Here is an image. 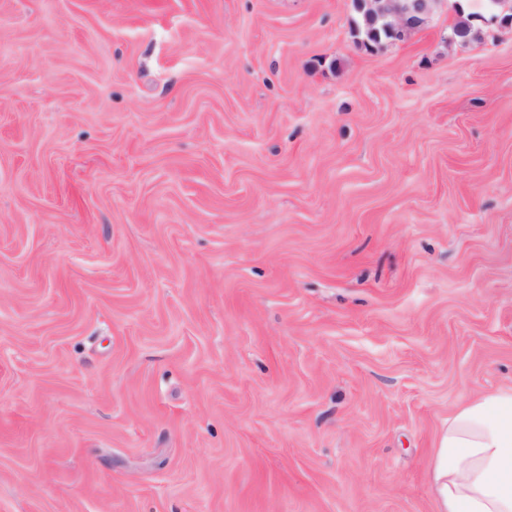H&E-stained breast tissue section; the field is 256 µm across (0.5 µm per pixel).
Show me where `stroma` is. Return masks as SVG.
<instances>
[{"label": "stroma", "mask_w": 512, "mask_h": 512, "mask_svg": "<svg viewBox=\"0 0 512 512\" xmlns=\"http://www.w3.org/2000/svg\"><path fill=\"white\" fill-rule=\"evenodd\" d=\"M358 20L0 0V512H437L512 388V31Z\"/></svg>", "instance_id": "1"}]
</instances>
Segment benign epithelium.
Wrapping results in <instances>:
<instances>
[{"mask_svg":"<svg viewBox=\"0 0 512 512\" xmlns=\"http://www.w3.org/2000/svg\"><path fill=\"white\" fill-rule=\"evenodd\" d=\"M444 0H354L356 11L380 25L387 40L398 41L411 30L425 25ZM493 19L504 29H512V0H492Z\"/></svg>","mask_w":512,"mask_h":512,"instance_id":"7a95c632","label":"benign epithelium"}]
</instances>
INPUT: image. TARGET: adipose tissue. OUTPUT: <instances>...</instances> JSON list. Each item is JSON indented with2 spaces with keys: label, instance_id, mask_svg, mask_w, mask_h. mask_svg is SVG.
<instances>
[{
  "label": "adipose tissue",
  "instance_id": "adipose-tissue-1",
  "mask_svg": "<svg viewBox=\"0 0 512 512\" xmlns=\"http://www.w3.org/2000/svg\"><path fill=\"white\" fill-rule=\"evenodd\" d=\"M438 512H512V389L468 399L438 442Z\"/></svg>",
  "mask_w": 512,
  "mask_h": 512
}]
</instances>
